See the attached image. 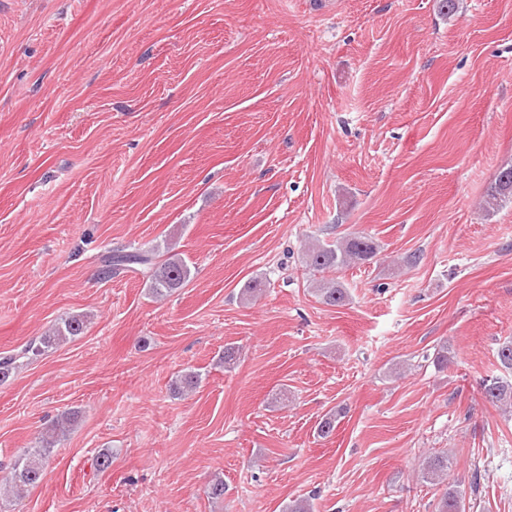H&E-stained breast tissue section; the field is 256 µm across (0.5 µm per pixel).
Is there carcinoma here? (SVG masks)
Listing matches in <instances>:
<instances>
[{
  "mask_svg": "<svg viewBox=\"0 0 512 512\" xmlns=\"http://www.w3.org/2000/svg\"><path fill=\"white\" fill-rule=\"evenodd\" d=\"M512 199V183L502 184L499 178L487 194L486 203L497 206ZM379 245L370 236L348 235L332 244L318 240L309 244L306 250V263L314 271L338 269L351 264L364 263L378 252ZM142 271L149 274L150 289L157 297H164L181 288L190 278V269L178 254L170 255L163 263L154 261L150 251L113 250L104 258L103 272L107 275L120 271ZM316 295L329 306H340L348 298L346 288L333 279H323L314 288ZM86 320L80 315L69 316L51 328L39 342L29 345L23 355L39 356L46 349L67 342L81 334ZM200 375L190 371L171 384L175 393L192 390L199 385ZM485 399L497 407L512 408V381L502 377H492L483 381ZM75 416L64 415L55 423L42 439V446L26 450L14 465V484L22 491L38 482L42 474L43 463L52 452L57 439L69 430ZM449 457L446 454H433L425 457L421 464L422 478L432 484H441L448 477ZM463 494L455 485H449L436 505V512H462Z\"/></svg>",
  "mask_w": 512,
  "mask_h": 512,
  "instance_id": "carcinoma-1",
  "label": "carcinoma"
}]
</instances>
